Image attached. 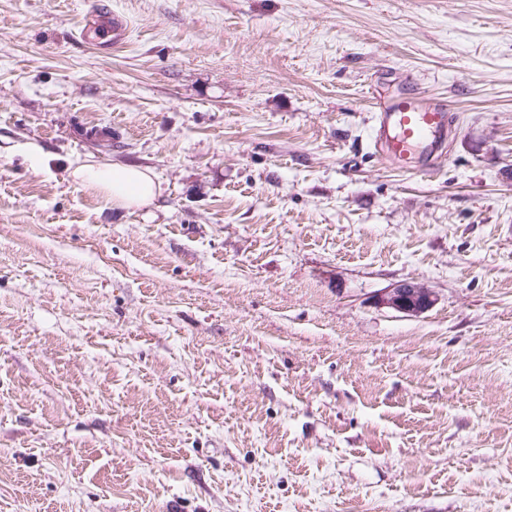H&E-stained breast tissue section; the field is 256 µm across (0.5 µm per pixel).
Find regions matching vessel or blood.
Wrapping results in <instances>:
<instances>
[{"label": "vessel or blood", "instance_id": "obj_1", "mask_svg": "<svg viewBox=\"0 0 512 512\" xmlns=\"http://www.w3.org/2000/svg\"><path fill=\"white\" fill-rule=\"evenodd\" d=\"M98 24L121 45L128 34L126 20L117 13L100 17ZM451 117L447 102L439 97H381L375 103L374 145L399 168L419 172L432 169L448 146Z\"/></svg>", "mask_w": 512, "mask_h": 512}]
</instances>
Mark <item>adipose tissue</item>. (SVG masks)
I'll return each mask as SVG.
<instances>
[{
  "label": "adipose tissue",
  "mask_w": 512,
  "mask_h": 512,
  "mask_svg": "<svg viewBox=\"0 0 512 512\" xmlns=\"http://www.w3.org/2000/svg\"><path fill=\"white\" fill-rule=\"evenodd\" d=\"M74 174L86 187L124 208L150 205L160 191L146 170L130 165L85 164L77 167Z\"/></svg>",
  "instance_id": "ef3b65f1"
}]
</instances>
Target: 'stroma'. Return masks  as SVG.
<instances>
[{"mask_svg": "<svg viewBox=\"0 0 512 512\" xmlns=\"http://www.w3.org/2000/svg\"><path fill=\"white\" fill-rule=\"evenodd\" d=\"M174 504L512 512V0H0V512ZM98 26L106 29L107 34H111L112 46L121 45L127 39L128 24L126 20L118 13L112 12L108 16L100 17ZM376 99L373 141L377 151L409 172L432 169L448 146V103L421 93ZM74 175L86 187L100 193L112 204L124 208L150 205L160 191L146 170L130 165L85 164L77 167ZM383 306L409 314L419 315L435 304L434 293L423 284L408 281L396 285L379 298Z\"/></svg>", "mask_w": 512, "mask_h": 512, "instance_id": "1", "label": "stroma"}]
</instances>
